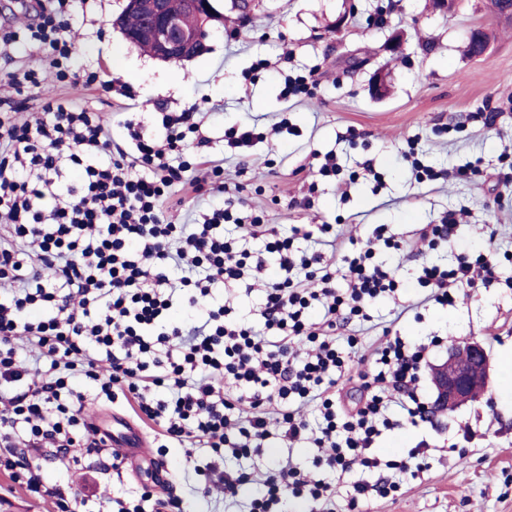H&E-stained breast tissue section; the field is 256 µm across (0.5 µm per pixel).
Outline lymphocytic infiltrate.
<instances>
[{
	"instance_id": "obj_1",
	"label": "lymphocytic infiltrate",
	"mask_w": 512,
	"mask_h": 512,
	"mask_svg": "<svg viewBox=\"0 0 512 512\" xmlns=\"http://www.w3.org/2000/svg\"><path fill=\"white\" fill-rule=\"evenodd\" d=\"M28 24L0 27V58L36 46L46 73L14 67L17 93L33 94L52 74L60 85L102 86L124 99L132 93L99 72H77V37L70 25L73 0H35ZM9 100L0 99V430L25 446L69 448L89 425L83 420L85 381L108 402L135 403L142 418L159 424L167 440L215 455L201 472L198 492L213 485L236 495L242 476L220 471L224 453L249 456L275 439L310 435L318 463L333 471L353 466L393 470L377 487L386 495L415 477L407 460L382 462L372 449L392 423L386 412L398 402L411 424L431 410L417 393L426 348L393 329L370 370L354 372L350 355L336 343L338 327L366 319L371 302L395 292L392 271L370 262L376 248L395 247L376 233L365 244L332 237L336 265L321 254L298 253L295 237L321 239L328 224L293 226L269 238L259 217L211 208L201 221L175 224L164 216L172 195L224 192V164L204 155L186 158L199 130L196 108L161 115L160 135L148 136L134 113H125L121 136L101 112L54 99L44 118L15 123ZM80 174L63 185L65 170ZM242 236L267 237L279 273L265 288L263 330L235 320L228 305H208L214 289L262 270L265 255L236 248L225 224ZM496 266L484 256L459 258L455 267H424L420 282L432 300L454 305L461 288L491 283ZM187 317L171 321L173 306ZM324 309L313 320L314 308ZM359 384L363 396L348 407L336 397L339 379ZM165 398H157V389ZM315 402L316 424L300 407ZM0 470L34 496L71 501L75 512H112L111 502L88 503L63 487L43 484L28 459H0ZM330 484L290 467L270 470L249 512H280L288 496L321 500Z\"/></svg>"
}]
</instances>
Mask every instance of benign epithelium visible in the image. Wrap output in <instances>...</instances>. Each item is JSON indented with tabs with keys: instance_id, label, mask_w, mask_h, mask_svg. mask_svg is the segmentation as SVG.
<instances>
[{
	"instance_id": "benign-epithelium-1",
	"label": "benign epithelium",
	"mask_w": 512,
	"mask_h": 512,
	"mask_svg": "<svg viewBox=\"0 0 512 512\" xmlns=\"http://www.w3.org/2000/svg\"><path fill=\"white\" fill-rule=\"evenodd\" d=\"M259 0H224V7L249 24ZM124 15H139L143 23L129 27L113 23L124 38L155 59L167 63L190 61L207 49L215 24L224 23V14L211 0H127ZM491 363L485 346L466 341L448 349V357L431 369L435 404L450 409L478 401L488 390Z\"/></svg>"
}]
</instances>
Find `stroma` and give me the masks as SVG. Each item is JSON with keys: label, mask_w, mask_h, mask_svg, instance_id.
<instances>
[{"label": "stroma", "mask_w": 512, "mask_h": 512, "mask_svg": "<svg viewBox=\"0 0 512 512\" xmlns=\"http://www.w3.org/2000/svg\"><path fill=\"white\" fill-rule=\"evenodd\" d=\"M124 0H88L75 6L72 27L78 36L77 65L102 66L130 84L132 109L147 133L158 131L160 110L198 105L205 115L204 153L224 162L225 201L238 210L262 214L276 233L293 224H328L333 234L371 238L385 226L401 250L378 249L375 263L394 271L395 296L373 301L364 322H351L339 338L357 337L359 356L371 359L384 327L415 344H428V364L444 360L452 343L477 340L492 363L491 383L480 402L455 411H433L428 422H404L397 406L388 414L395 428L384 431L374 453L401 459L426 445L427 466L394 495L369 494L349 508L346 479L333 478L332 512H512V370L502 356L512 351V24L496 20L486 0H455L451 12L431 8L429 0H260L252 26L239 28L234 15L193 60L166 63L127 42L112 22ZM346 15L342 30L333 23ZM491 33L487 52H464L471 29ZM359 65L350 69L348 57ZM269 59L257 70V59ZM390 85L386 97L371 91L377 74ZM312 77L307 96L283 98L287 79ZM91 104L116 122L111 96L83 85L63 89L45 84L25 99L21 118L42 117L49 99ZM495 113L485 124L486 113ZM282 132L268 138L275 123ZM247 123L262 139L247 148L228 145L229 127ZM415 146L435 168L477 165L466 179L418 182L401 158ZM336 155L339 178H353L347 197L336 193V179L318 176L325 154ZM463 215L454 235L436 248L409 250L425 225L449 211ZM492 253L498 279L488 287L460 289L453 306L430 300L418 277L423 266H454L460 255ZM442 337L430 346L431 337ZM89 420L109 435L137 429L142 455L113 470L107 452L83 456L79 467L67 456L42 449L30 461L46 486L71 487L79 496L135 495L150 490L184 499L189 512H247L261 486L260 475L289 462L314 469L315 448L305 442L276 441L239 460L225 459L229 471L251 474L233 498L201 497L194 472L205 463L206 448L187 454L173 446L156 448L155 427L128 407L99 399L86 390ZM0 512H57L52 498H35L0 471Z\"/></svg>", "instance_id": "1"}]
</instances>
